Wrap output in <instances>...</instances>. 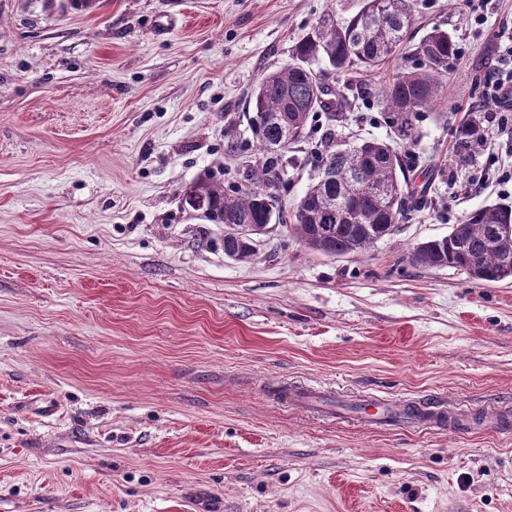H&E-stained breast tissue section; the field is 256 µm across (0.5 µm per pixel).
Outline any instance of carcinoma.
Listing matches in <instances>:
<instances>
[{"instance_id":"obj_1","label":"carcinoma","mask_w":512,"mask_h":512,"mask_svg":"<svg viewBox=\"0 0 512 512\" xmlns=\"http://www.w3.org/2000/svg\"><path fill=\"white\" fill-rule=\"evenodd\" d=\"M413 22L412 0H364L349 19L325 14L294 43L291 62L265 74L245 106L244 117L256 149L266 163L251 172L250 185L235 190L210 178L182 189L200 192L207 201L208 219L226 224L288 226L309 249L332 256L360 253L393 235L406 207L424 198L426 186L409 177L416 166L393 145L363 140L358 148L341 149L327 143L318 160L319 173L304 194L279 214L270 208L268 188L281 182L289 156L306 134L310 115L343 107L346 95L325 81L328 72L348 77L345 88L359 91L362 78L379 68L404 41ZM419 63L401 67L371 95L384 122L398 138L412 144L418 123L431 117L448 123L447 78L457 56L455 37L433 27L414 49ZM455 143L466 154L483 138L481 113L470 112L456 126ZM512 226V205L489 203L472 211L448 235L421 242L409 253L415 266L455 268L479 282L512 278V249L500 242L499 230ZM255 254L253 245L234 234L224 235V256L240 262Z\"/></svg>"}]
</instances>
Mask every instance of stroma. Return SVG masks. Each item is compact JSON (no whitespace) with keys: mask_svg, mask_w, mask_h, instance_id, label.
Instances as JSON below:
<instances>
[{"mask_svg":"<svg viewBox=\"0 0 512 512\" xmlns=\"http://www.w3.org/2000/svg\"><path fill=\"white\" fill-rule=\"evenodd\" d=\"M362 0H0V512H512V280L414 267L417 243L512 205V102L461 160L418 124L428 204L365 252L280 224L250 261L182 205L262 164L243 117L261 75ZM412 42L453 33L448 115L487 100L512 0H415ZM233 130L236 153L227 149ZM393 140L371 100L308 121L310 151ZM437 405L434 425L366 421Z\"/></svg>","mask_w":512,"mask_h":512,"instance_id":"stroma-1","label":"stroma"}]
</instances>
